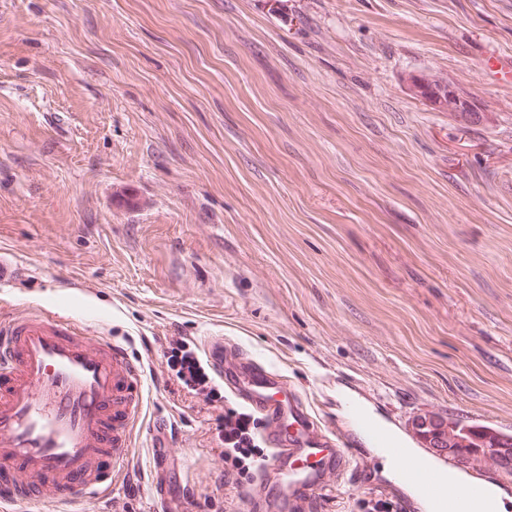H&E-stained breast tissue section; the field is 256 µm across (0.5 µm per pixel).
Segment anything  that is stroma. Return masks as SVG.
I'll use <instances>...</instances> for the list:
<instances>
[{"label": "stroma", "mask_w": 512, "mask_h": 512, "mask_svg": "<svg viewBox=\"0 0 512 512\" xmlns=\"http://www.w3.org/2000/svg\"><path fill=\"white\" fill-rule=\"evenodd\" d=\"M512 0H0V316L62 309L145 366L112 496L177 512L225 486L218 418L169 360L223 337L297 388L367 464L320 512L409 488L360 404L406 447L438 414L512 433ZM455 84L461 127L408 89ZM182 455L154 466L167 445ZM361 412L354 411L353 419L355 423L361 427L363 435L366 439L376 444L377 448H388L389 453L396 459H403L406 455L407 448H396L390 443L389 437L379 428L368 429L363 427Z\"/></svg>", "instance_id": "obj_1"}]
</instances>
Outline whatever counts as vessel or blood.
<instances>
[{
    "label": "vessel or blood",
    "mask_w": 512,
    "mask_h": 512,
    "mask_svg": "<svg viewBox=\"0 0 512 512\" xmlns=\"http://www.w3.org/2000/svg\"><path fill=\"white\" fill-rule=\"evenodd\" d=\"M203 364L261 421L265 468L279 477L263 512H311L331 480L352 472L356 449L320 428L278 373L220 338L205 342ZM144 399V366L122 343L57 309L1 320L0 512L22 501H90L111 488ZM447 441V428L437 430L434 462L467 468ZM399 476L429 512H470L481 495L476 485L448 491L419 460Z\"/></svg>",
    "instance_id": "1"
}]
</instances>
